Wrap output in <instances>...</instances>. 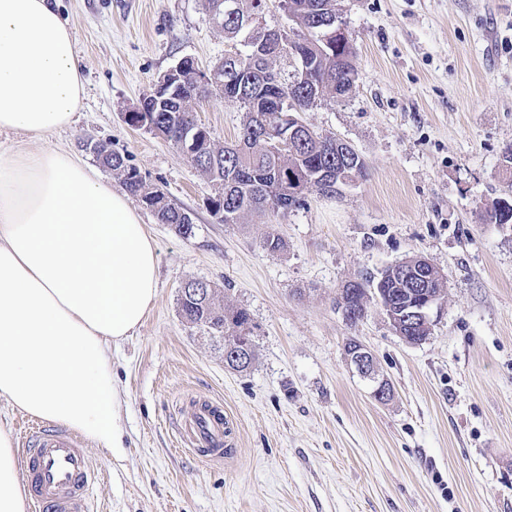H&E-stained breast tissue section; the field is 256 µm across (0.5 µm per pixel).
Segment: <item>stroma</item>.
<instances>
[{
	"label": "stroma",
	"mask_w": 512,
	"mask_h": 512,
	"mask_svg": "<svg viewBox=\"0 0 512 512\" xmlns=\"http://www.w3.org/2000/svg\"><path fill=\"white\" fill-rule=\"evenodd\" d=\"M85 83L68 129L28 149L111 142L150 186L191 212L179 237L146 206L158 293L134 336L112 353L124 447L86 442L99 479L96 512H512V224L487 205L512 184V0H336L356 55L345 100L301 115L349 143L368 175L301 207L223 224L215 188L161 136L125 121L185 57L207 71L233 51L203 0H56ZM217 143L238 139L244 111L214 97L195 107ZM280 236L283 252L263 247ZM446 280L430 335L403 341L376 303L347 322L341 288L413 257ZM188 278L247 311L257 360L224 365V346L181 321ZM357 338L393 387L385 403L350 364ZM224 407V458L181 442L191 399Z\"/></svg>",
	"instance_id": "35a3bbf8"
}]
</instances>
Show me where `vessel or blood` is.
<instances>
[{"mask_svg":"<svg viewBox=\"0 0 512 512\" xmlns=\"http://www.w3.org/2000/svg\"><path fill=\"white\" fill-rule=\"evenodd\" d=\"M22 450L35 512H93L96 470L82 440L68 431L25 427ZM183 443L205 460L224 455V410L208 399L193 401L181 427Z\"/></svg>","mask_w":512,"mask_h":512,"instance_id":"obj_1","label":"vessel or blood"}]
</instances>
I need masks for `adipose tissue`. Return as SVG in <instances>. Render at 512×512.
<instances>
[{
  "instance_id": "ef3b65f1",
  "label": "adipose tissue",
  "mask_w": 512,
  "mask_h": 512,
  "mask_svg": "<svg viewBox=\"0 0 512 512\" xmlns=\"http://www.w3.org/2000/svg\"><path fill=\"white\" fill-rule=\"evenodd\" d=\"M84 80L51 0H0V132L73 126ZM155 245L126 193L64 148L0 150V400L123 446L112 349L157 296ZM12 432L0 428V512H26Z\"/></svg>"
}]
</instances>
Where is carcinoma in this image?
I'll return each mask as SVG.
<instances>
[{"instance_id":"carcinoma-1","label":"carcinoma","mask_w":512,"mask_h":512,"mask_svg":"<svg viewBox=\"0 0 512 512\" xmlns=\"http://www.w3.org/2000/svg\"><path fill=\"white\" fill-rule=\"evenodd\" d=\"M226 0H204L213 22L230 40L244 36V30L224 15ZM285 9L294 14L292 48L300 51L295 57L300 67L292 79L281 78L274 71V62L292 52L276 45L267 46L242 70L232 77L205 79V74L191 57L181 61L180 84L174 89L176 102L151 103L153 111L129 112L125 121L138 123L148 118L147 131L173 142L185 130L196 132L197 146L191 164L210 181L218 185V192L209 199L210 209L218 222L242 224L258 212L282 210L284 212L302 205L304 194L317 190L324 195L338 193L342 182L336 178L338 158L329 146L330 137L308 128L303 137L288 149L278 145L281 128L280 108L293 103L304 112L323 98H336L347 94L354 83L353 58L355 48L349 40H334L322 49L309 45L320 42V25L323 19L336 13V0H286ZM218 91L224 102L245 109L241 135L231 146L217 145L211 131L199 124L193 105ZM96 160L115 173L122 189L149 208L158 223L171 226L177 234L188 239L194 235L190 215L176 206L156 187L147 184L140 171L129 163V157L112 149L107 141L95 145ZM490 224L512 223V202L506 198L495 199L486 211ZM402 274L398 266L385 271L386 292L390 294L393 308L398 310L407 295L397 284ZM207 294L195 293L194 279L184 281L178 295V312L186 324L203 327L212 336H232L234 341L248 337L250 360L256 352L248 313L226 306L218 299L216 289L206 285Z\"/></svg>"}]
</instances>
